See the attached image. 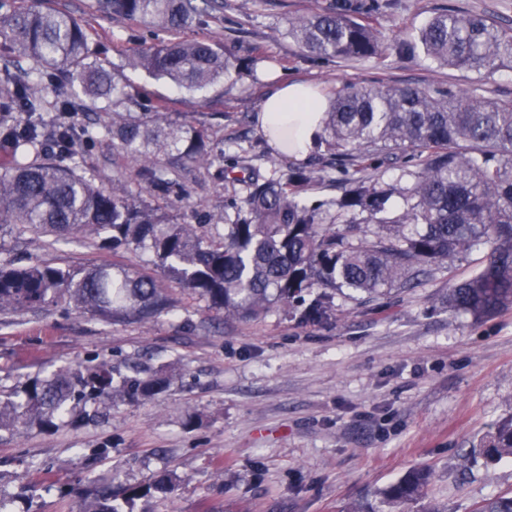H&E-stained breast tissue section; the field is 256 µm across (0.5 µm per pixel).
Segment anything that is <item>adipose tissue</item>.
I'll return each instance as SVG.
<instances>
[{
	"label": "adipose tissue",
	"instance_id": "adipose-tissue-1",
	"mask_svg": "<svg viewBox=\"0 0 512 512\" xmlns=\"http://www.w3.org/2000/svg\"><path fill=\"white\" fill-rule=\"evenodd\" d=\"M328 99L321 90L301 82H282L264 99L257 118L260 132L288 157L306 159L324 134Z\"/></svg>",
	"mask_w": 512,
	"mask_h": 512
}]
</instances>
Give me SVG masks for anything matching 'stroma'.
<instances>
[{
    "mask_svg": "<svg viewBox=\"0 0 512 512\" xmlns=\"http://www.w3.org/2000/svg\"><path fill=\"white\" fill-rule=\"evenodd\" d=\"M327 0H224L209 25L189 38L219 41L248 66L189 94L127 65L131 50L156 35L124 18L96 19L91 44L103 47L120 88L146 111L180 116L209 130L215 151L263 174L296 163L275 155L257 128L273 79L307 81L324 92L383 82L442 85L486 100H512V66L490 75L444 68L424 54L392 50L435 13H480L512 27V0H395L377 27L387 50L364 60L311 59L288 34L295 15ZM87 176L132 193L127 158L102 140L79 148ZM187 197L154 204L190 224L223 214L238 190L189 164ZM477 251L441 264L410 288L378 297L337 296L316 325L273 310L254 320H225L174 280L162 284L173 311L148 323H107L59 303L0 315V397L21 401L26 377L92 357L167 368L170 388L157 398L121 401L97 417L0 432V495L14 512H74L71 488L102 479L137 485L167 469L175 493L151 512H343L353 501L371 512H474L483 499L512 493V459L478 456L481 440L512 415V308L485 320L449 308V284L481 268ZM51 262L73 270L117 261L154 272L145 250L113 254L101 237L54 241L22 226L0 228V262ZM430 466L426 501L397 507L381 492L409 470Z\"/></svg>",
    "mask_w": 512,
    "mask_h": 512,
    "instance_id": "1",
    "label": "stroma"
}]
</instances>
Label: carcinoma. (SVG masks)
Segmentation results:
<instances>
[{"label":"carcinoma","instance_id":"carcinoma-1","mask_svg":"<svg viewBox=\"0 0 512 512\" xmlns=\"http://www.w3.org/2000/svg\"><path fill=\"white\" fill-rule=\"evenodd\" d=\"M393 0H328L310 17L288 19V32L317 59L378 57L382 41L373 22ZM91 17H121L170 35L132 51L127 65L195 93L229 77L242 62L212 39H183L190 25H205L224 11L223 0H92ZM0 40L45 70L49 83L79 86L91 102H112L110 125L77 127L68 102L54 104L49 122L16 119L46 109L29 77L0 68V146L12 149L13 165L0 173V224H21L58 238L106 233L112 250L144 249L153 264L185 290L206 300L226 318H258L280 307L302 323H319L335 310L336 293L378 295L403 286L420 267L487 251L472 277L448 287V306L476 320L512 307V102L486 101L442 86L384 83L334 90L325 142L338 161L342 195L336 211L350 212L335 229L302 194L314 179L306 169L287 174L229 178L234 163L216 162L203 131L164 112H122V90L111 70L95 59L90 23L63 11L33 7L26 0H0ZM459 71L491 74L512 63V28L481 14L434 15L417 41L399 40L398 51L417 47ZM110 138L145 190L185 192L178 169L188 161L215 167L220 182L242 183L240 198L224 215V235L205 236L122 185L108 189L87 177L74 161L75 144ZM32 152L44 153L35 161ZM401 162L399 184L356 176L351 167L377 168ZM398 195L404 209L394 214ZM361 224H376L374 238L355 237ZM65 300L83 314L107 322L145 323L167 314L174 302L152 275L112 263L67 270L49 263L20 267L0 263V313L35 311ZM171 376L162 369L116 366L87 360L23 384L25 403L0 401V430L19 424L50 432L75 408L97 409L119 398L150 400L166 392ZM490 460L512 457V417L480 444ZM427 467L408 472L383 492L390 503L426 497ZM173 472L143 484L73 489L77 512H135L136 502L172 494ZM475 512H512V495L483 500Z\"/></svg>","mask_w":512,"mask_h":512}]
</instances>
